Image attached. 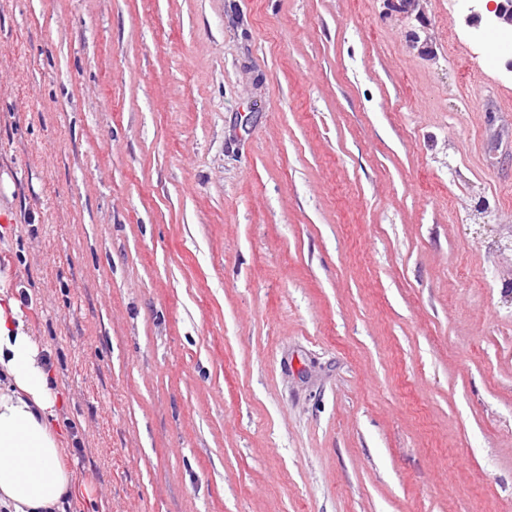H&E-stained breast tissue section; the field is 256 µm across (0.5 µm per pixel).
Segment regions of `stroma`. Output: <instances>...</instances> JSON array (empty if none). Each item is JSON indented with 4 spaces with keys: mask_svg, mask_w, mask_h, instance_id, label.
<instances>
[{
    "mask_svg": "<svg viewBox=\"0 0 512 512\" xmlns=\"http://www.w3.org/2000/svg\"><path fill=\"white\" fill-rule=\"evenodd\" d=\"M422 7L0 0L69 512H512V50Z\"/></svg>",
    "mask_w": 512,
    "mask_h": 512,
    "instance_id": "1",
    "label": "stroma"
}]
</instances>
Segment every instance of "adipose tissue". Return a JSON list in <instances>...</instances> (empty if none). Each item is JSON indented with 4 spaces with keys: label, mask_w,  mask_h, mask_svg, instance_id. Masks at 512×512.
<instances>
[{
    "label": "adipose tissue",
    "mask_w": 512,
    "mask_h": 512,
    "mask_svg": "<svg viewBox=\"0 0 512 512\" xmlns=\"http://www.w3.org/2000/svg\"><path fill=\"white\" fill-rule=\"evenodd\" d=\"M20 305L0 291V512H65L56 379Z\"/></svg>",
    "instance_id": "adipose-tissue-1"
}]
</instances>
